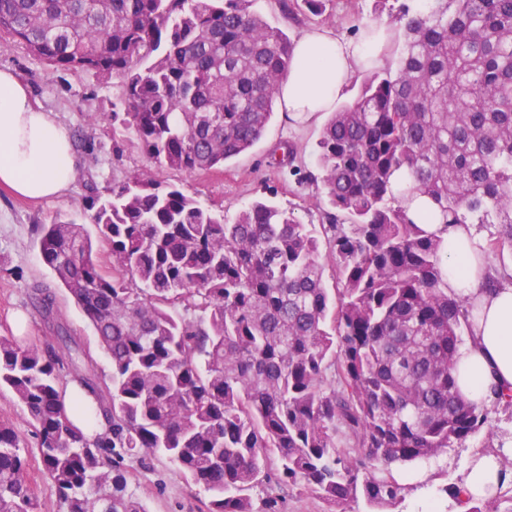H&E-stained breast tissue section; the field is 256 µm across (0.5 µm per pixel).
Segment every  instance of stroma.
Wrapping results in <instances>:
<instances>
[{
	"label": "stroma",
	"mask_w": 512,
	"mask_h": 512,
	"mask_svg": "<svg viewBox=\"0 0 512 512\" xmlns=\"http://www.w3.org/2000/svg\"><path fill=\"white\" fill-rule=\"evenodd\" d=\"M411 10L422 8V0H334L324 15L293 24L284 21L275 0H261L266 19L283 27L290 39H298L307 30L322 28L351 38L372 24L390 25L393 40L386 65L396 68L403 44V29L395 16L401 6ZM0 69L12 71L38 106L55 112L60 123L71 134L88 131L94 142L93 153L81 154L82 170L78 180L59 199L32 201L15 197L0 187V336L13 335L10 322L13 313L27 316L29 327L24 342L45 344L50 332L47 323L34 311L29 293L34 281L50 278L40 254L38 225L67 221L84 214L87 205L85 184L95 179L99 189L123 181L127 175L151 168L135 139L123 143L120 153L112 151V104L123 93L120 78H98L80 71H56L36 60L22 44L0 37ZM96 111L95 125H88V111ZM328 114L314 116L306 125L288 123L282 112H275L262 140L250 151L228 161L224 167L193 175L159 170L158 180L182 184L189 195L204 203L222 207L225 214L235 216L239 210L260 197L270 198L278 205L293 209L306 224L322 221L327 204L309 183L317 173L315 164L317 140ZM290 144L295 148L291 164L281 168L269 166L271 152ZM57 302L63 320L74 336L88 349L99 375L110 372L108 360L96 352L93 331L81 311L69 300L65 291H58ZM12 423L21 438V447L31 464H38L39 449L24 407L9 389H0V420ZM490 430L453 444L431 459L415 467L392 468L393 477L409 490L393 512H423L428 501H435L439 512H455L456 504L449 487L460 484L472 449L501 450L506 438L512 437V407L489 409ZM128 487L142 502L146 512H204L209 498L203 488L187 482L184 476L163 455H156L149 468L137 462L126 464Z\"/></svg>",
	"instance_id": "obj_1"
}]
</instances>
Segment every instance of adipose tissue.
<instances>
[{
    "mask_svg": "<svg viewBox=\"0 0 512 512\" xmlns=\"http://www.w3.org/2000/svg\"><path fill=\"white\" fill-rule=\"evenodd\" d=\"M390 32L385 25L342 38L325 29L304 33L292 46L293 68L283 81L279 103L291 124L334 111L349 82L384 61ZM80 175L74 143L53 112L37 106L8 70H0V184L29 199L62 196ZM410 216L424 215L429 233L448 245L449 295L465 298L479 311L473 334L457 355V386L467 400L492 401L512 394V265L492 291L481 283L488 272L485 239L474 225L448 224L427 197L404 199ZM512 482V457L474 452L461 487L466 498L490 497Z\"/></svg>",
    "mask_w": 512,
    "mask_h": 512,
    "instance_id": "ef3b65f1",
    "label": "adipose tissue"
}]
</instances>
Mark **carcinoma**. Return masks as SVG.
<instances>
[{
    "mask_svg": "<svg viewBox=\"0 0 512 512\" xmlns=\"http://www.w3.org/2000/svg\"><path fill=\"white\" fill-rule=\"evenodd\" d=\"M297 21L328 0H278ZM402 8L395 71L373 72L332 113L310 176L322 224L259 198L233 222L174 184L137 172L84 225L40 227L54 283L31 302L54 323L43 347L0 336V387L26 407L39 470L62 512H146L124 461L165 455L211 493L206 512H286L299 486L343 512L405 498L390 473L489 429L457 390L471 334L448 296L442 239L410 218L391 178L449 224H494L487 255L512 253V0ZM257 0H0V35L55 70L123 78L112 144L133 136L161 169L194 174L252 148L274 116L292 43ZM334 286L327 287L320 248ZM65 289L111 363L59 318ZM94 397L105 432L88 441L64 409L66 384ZM12 424L0 420V512H40ZM262 487L253 499L248 491Z\"/></svg>",
    "mask_w": 512,
    "mask_h": 512,
    "instance_id": "obj_1",
    "label": "carcinoma"
}]
</instances>
